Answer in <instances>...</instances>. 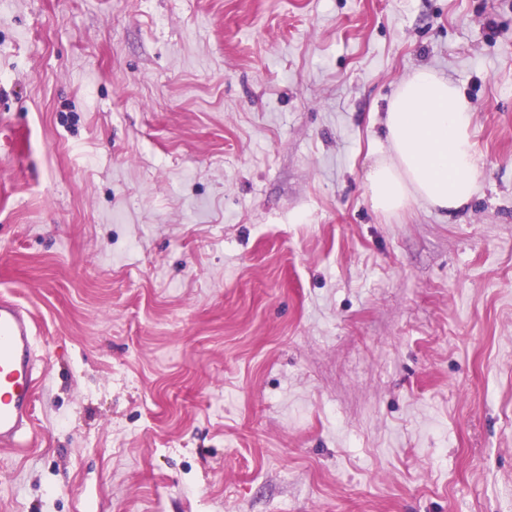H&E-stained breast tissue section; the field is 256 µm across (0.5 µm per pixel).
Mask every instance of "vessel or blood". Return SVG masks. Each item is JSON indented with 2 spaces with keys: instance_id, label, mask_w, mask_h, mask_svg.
<instances>
[{
  "instance_id": "obj_1",
  "label": "vessel or blood",
  "mask_w": 512,
  "mask_h": 512,
  "mask_svg": "<svg viewBox=\"0 0 512 512\" xmlns=\"http://www.w3.org/2000/svg\"><path fill=\"white\" fill-rule=\"evenodd\" d=\"M38 376L31 315L0 297V444L19 446L33 419Z\"/></svg>"
}]
</instances>
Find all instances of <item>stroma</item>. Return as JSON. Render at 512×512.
Wrapping results in <instances>:
<instances>
[{
  "label": "stroma",
  "mask_w": 512,
  "mask_h": 512,
  "mask_svg": "<svg viewBox=\"0 0 512 512\" xmlns=\"http://www.w3.org/2000/svg\"><path fill=\"white\" fill-rule=\"evenodd\" d=\"M478 190L369 205L416 68ZM0 512H512V0H0ZM31 315L0 297V444L19 447L32 423L38 376Z\"/></svg>",
  "instance_id": "obj_1"
}]
</instances>
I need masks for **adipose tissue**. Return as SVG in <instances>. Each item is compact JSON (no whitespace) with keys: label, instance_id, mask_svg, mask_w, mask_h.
Returning <instances> with one entry per match:
<instances>
[{"label":"adipose tissue","instance_id":"1","mask_svg":"<svg viewBox=\"0 0 512 512\" xmlns=\"http://www.w3.org/2000/svg\"><path fill=\"white\" fill-rule=\"evenodd\" d=\"M474 120L472 104L451 79L430 67L414 70L386 106L388 151L365 176L372 209L395 215L420 201L451 216L469 204L483 166Z\"/></svg>","mask_w":512,"mask_h":512}]
</instances>
